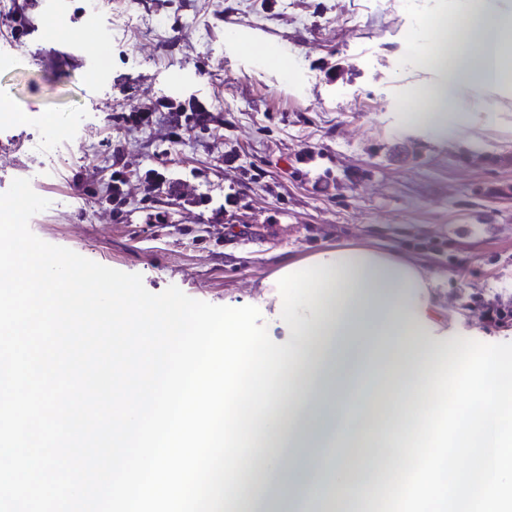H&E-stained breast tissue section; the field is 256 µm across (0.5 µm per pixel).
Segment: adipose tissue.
Wrapping results in <instances>:
<instances>
[{"label": "adipose tissue", "instance_id": "adipose-tissue-1", "mask_svg": "<svg viewBox=\"0 0 512 512\" xmlns=\"http://www.w3.org/2000/svg\"><path fill=\"white\" fill-rule=\"evenodd\" d=\"M423 57L440 74L427 111L411 123L438 136L461 132L460 83L512 82V15L470 8ZM438 280L400 251L343 245L280 267L254 305L272 309L291 351L257 430L252 456L290 449L280 512H316L367 499L393 479L391 512H512V361L495 341L480 352L444 349L458 333ZM393 449L408 466L353 477L345 449ZM469 454L466 469L448 458Z\"/></svg>", "mask_w": 512, "mask_h": 512}]
</instances>
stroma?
<instances>
[{"label":"stroma","mask_w":512,"mask_h":512,"mask_svg":"<svg viewBox=\"0 0 512 512\" xmlns=\"http://www.w3.org/2000/svg\"><path fill=\"white\" fill-rule=\"evenodd\" d=\"M466 2L0 0V98L16 106L0 192L29 179L50 201L29 221L40 239L216 305L250 304L282 264L330 246L404 251L438 276L474 350L495 336L512 358V319L480 308H512V87L461 85L456 137L405 127L439 79L406 63L407 39ZM57 13L70 23L51 38ZM249 41L283 48L291 81ZM170 102L204 106L209 130L171 143ZM119 112L157 119L132 128Z\"/></svg>","instance_id":"stroma-1"}]
</instances>
